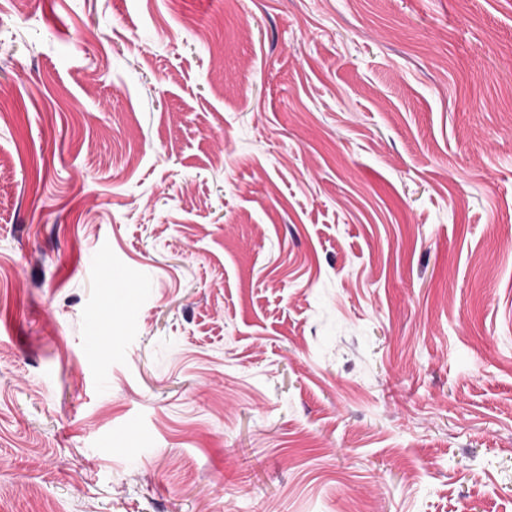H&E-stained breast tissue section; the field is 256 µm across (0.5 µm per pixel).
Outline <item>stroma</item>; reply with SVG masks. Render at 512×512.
I'll return each instance as SVG.
<instances>
[{
	"label": "stroma",
	"instance_id": "stroma-1",
	"mask_svg": "<svg viewBox=\"0 0 512 512\" xmlns=\"http://www.w3.org/2000/svg\"><path fill=\"white\" fill-rule=\"evenodd\" d=\"M0 512H512V0H0Z\"/></svg>",
	"mask_w": 512,
	"mask_h": 512
}]
</instances>
